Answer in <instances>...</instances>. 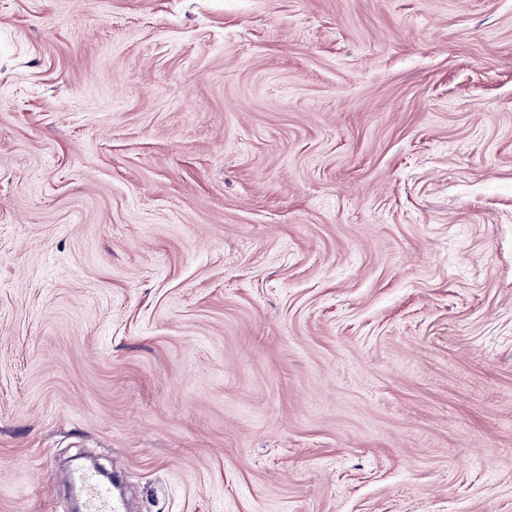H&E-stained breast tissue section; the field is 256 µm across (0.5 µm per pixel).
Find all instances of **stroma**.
Here are the masks:
<instances>
[{"mask_svg": "<svg viewBox=\"0 0 512 512\" xmlns=\"http://www.w3.org/2000/svg\"><path fill=\"white\" fill-rule=\"evenodd\" d=\"M512 512V0H0V512ZM64 479L83 490L85 512H123V503L119 496L95 472L75 470L68 472Z\"/></svg>", "mask_w": 512, "mask_h": 512, "instance_id": "35a3bbf8", "label": "stroma"}]
</instances>
